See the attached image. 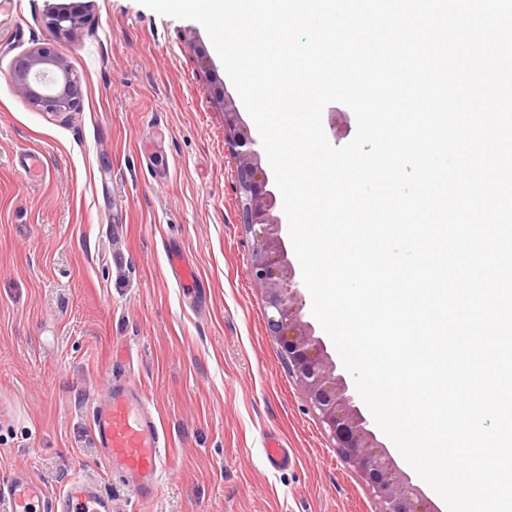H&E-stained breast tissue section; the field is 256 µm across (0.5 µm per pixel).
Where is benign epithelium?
<instances>
[{"label": "benign epithelium", "instance_id": "benign-epithelium-1", "mask_svg": "<svg viewBox=\"0 0 512 512\" xmlns=\"http://www.w3.org/2000/svg\"><path fill=\"white\" fill-rule=\"evenodd\" d=\"M76 12L55 13L50 28L70 36L79 28ZM15 92L43 112L61 114L80 105V81L67 62L47 47L33 48L12 65ZM224 133L237 161L240 217L251 239L249 274L263 291L266 330L280 348L288 373L303 390L336 453L354 470L380 512H436L377 439L371 420L358 405L356 388L338 372L335 360L313 324L304 320L305 294L282 236L284 219L277 213L272 179L262 166L261 143L252 134L235 101L224 97Z\"/></svg>", "mask_w": 512, "mask_h": 512}]
</instances>
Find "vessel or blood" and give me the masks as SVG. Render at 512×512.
<instances>
[{"mask_svg":"<svg viewBox=\"0 0 512 512\" xmlns=\"http://www.w3.org/2000/svg\"><path fill=\"white\" fill-rule=\"evenodd\" d=\"M170 266L183 284H199L194 264L184 256H171ZM91 425L112 473L141 496L152 494L167 471V438L143 393L130 381H114L109 398L94 407ZM0 512H112V502L90 481H73L54 497L41 482L18 475L0 485Z\"/></svg>","mask_w":512,"mask_h":512,"instance_id":"vessel-or-blood-1","label":"vessel or blood"}]
</instances>
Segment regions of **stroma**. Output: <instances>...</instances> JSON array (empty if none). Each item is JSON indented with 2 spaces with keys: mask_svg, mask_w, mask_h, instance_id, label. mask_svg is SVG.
<instances>
[{
  "mask_svg": "<svg viewBox=\"0 0 512 512\" xmlns=\"http://www.w3.org/2000/svg\"><path fill=\"white\" fill-rule=\"evenodd\" d=\"M82 25L56 35L49 13ZM43 46L79 76L77 111L5 78ZM206 30L138 0H18L0 14V483L89 478L112 512H379L265 328L248 274L224 99ZM39 153L46 176L24 169ZM194 263L183 287L170 253ZM144 391L171 469L152 498L112 474L89 413L116 376ZM275 435L290 463L270 464Z\"/></svg>",
  "mask_w": 512,
  "mask_h": 512,
  "instance_id": "35a3bbf8",
  "label": "stroma"
}]
</instances>
